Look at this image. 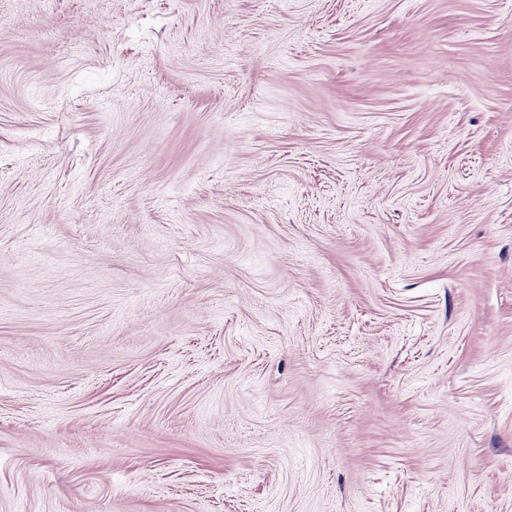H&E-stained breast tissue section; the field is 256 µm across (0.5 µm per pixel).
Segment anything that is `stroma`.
I'll return each instance as SVG.
<instances>
[{
  "mask_svg": "<svg viewBox=\"0 0 512 512\" xmlns=\"http://www.w3.org/2000/svg\"><path fill=\"white\" fill-rule=\"evenodd\" d=\"M0 512H512V0H0Z\"/></svg>",
  "mask_w": 512,
  "mask_h": 512,
  "instance_id": "35a3bbf8",
  "label": "stroma"
}]
</instances>
